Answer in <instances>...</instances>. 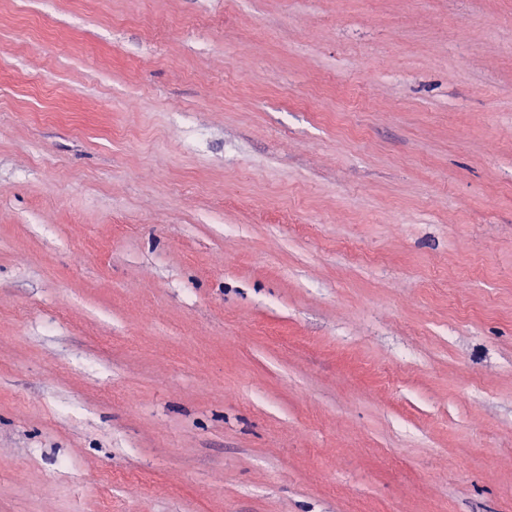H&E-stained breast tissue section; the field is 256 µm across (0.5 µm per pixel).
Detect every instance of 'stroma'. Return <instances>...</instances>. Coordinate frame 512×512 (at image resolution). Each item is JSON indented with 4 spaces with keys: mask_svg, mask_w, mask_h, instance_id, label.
<instances>
[{
    "mask_svg": "<svg viewBox=\"0 0 512 512\" xmlns=\"http://www.w3.org/2000/svg\"><path fill=\"white\" fill-rule=\"evenodd\" d=\"M0 512H512V0H0Z\"/></svg>",
    "mask_w": 512,
    "mask_h": 512,
    "instance_id": "obj_1",
    "label": "stroma"
}]
</instances>
